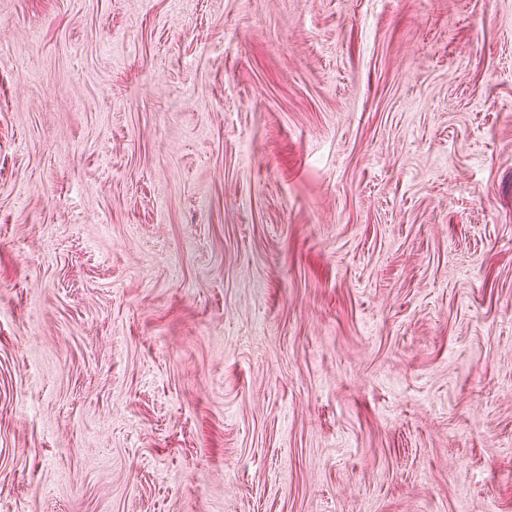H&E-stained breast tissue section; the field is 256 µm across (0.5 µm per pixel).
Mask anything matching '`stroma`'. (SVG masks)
<instances>
[{"label": "stroma", "mask_w": 512, "mask_h": 512, "mask_svg": "<svg viewBox=\"0 0 512 512\" xmlns=\"http://www.w3.org/2000/svg\"><path fill=\"white\" fill-rule=\"evenodd\" d=\"M0 512H512V0H0Z\"/></svg>", "instance_id": "stroma-1"}]
</instances>
